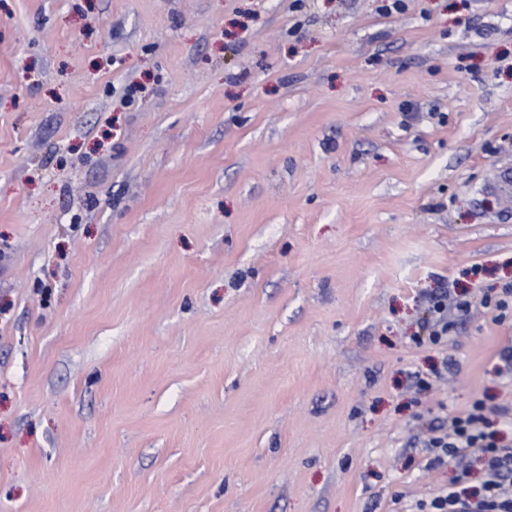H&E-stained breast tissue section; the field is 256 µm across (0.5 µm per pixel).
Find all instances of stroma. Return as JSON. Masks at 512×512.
<instances>
[{
  "label": "stroma",
  "instance_id": "stroma-1",
  "mask_svg": "<svg viewBox=\"0 0 512 512\" xmlns=\"http://www.w3.org/2000/svg\"><path fill=\"white\" fill-rule=\"evenodd\" d=\"M381 5L0 0V512L480 484L423 443L512 409V0ZM446 298L447 294H441L432 300L434 324L430 333V341L434 344L447 342L448 339V330L451 324H448V304L446 303Z\"/></svg>",
  "mask_w": 512,
  "mask_h": 512
}]
</instances>
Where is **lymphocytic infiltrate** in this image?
Here are the masks:
<instances>
[{"instance_id":"1","label":"lymphocytic infiltrate","mask_w":512,"mask_h":512,"mask_svg":"<svg viewBox=\"0 0 512 512\" xmlns=\"http://www.w3.org/2000/svg\"><path fill=\"white\" fill-rule=\"evenodd\" d=\"M426 449L431 468L478 456L483 479L476 488L456 481L443 486L430 498L418 500L415 512H512V495L504 491L512 482V448L501 445L497 431L490 429L482 402L452 417L450 432L430 437Z\"/></svg>"}]
</instances>
